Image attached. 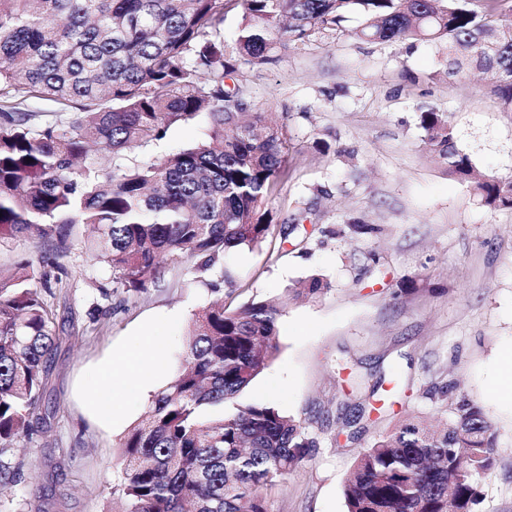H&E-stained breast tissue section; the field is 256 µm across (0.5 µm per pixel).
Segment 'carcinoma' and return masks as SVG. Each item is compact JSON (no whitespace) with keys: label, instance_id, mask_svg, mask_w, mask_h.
<instances>
[{"label":"carcinoma","instance_id":"1","mask_svg":"<svg viewBox=\"0 0 512 512\" xmlns=\"http://www.w3.org/2000/svg\"><path fill=\"white\" fill-rule=\"evenodd\" d=\"M242 0L232 47L224 0H0V238L69 248L75 226L120 287L141 291L159 259L186 257L201 282L220 257L268 237L266 197L281 174L283 128L224 84L241 63L266 66L352 18L358 38L446 44L448 75L492 73L512 108V0ZM31 101L69 113L33 128ZM206 114L209 139L130 167L128 150ZM429 151L480 204L512 209V179L478 176L443 112L420 113ZM31 161H26V158ZM0 271V480L3 458L33 430L56 317L41 289L60 287L32 263ZM274 301L214 303L194 319L182 360L123 438L125 512H267L258 490L285 479L318 442L268 403L238 397L277 350ZM233 406L227 413L225 406ZM440 428L420 421L380 435L356 457L347 512H475L478 477L496 460L495 432L465 399Z\"/></svg>","mask_w":512,"mask_h":512}]
</instances>
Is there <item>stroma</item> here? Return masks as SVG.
<instances>
[{"label": "stroma", "instance_id": "1", "mask_svg": "<svg viewBox=\"0 0 512 512\" xmlns=\"http://www.w3.org/2000/svg\"><path fill=\"white\" fill-rule=\"evenodd\" d=\"M354 27L236 74L251 111L279 115L288 146L266 202L274 229L260 248L225 254L234 283L220 293L195 283L191 260L170 257L146 290L117 288L111 268L86 252L81 226L60 255L33 238L0 241V269L27 259L65 283L44 295L57 342L35 429L9 458L21 481L0 485V512H121L124 433L83 415L76 384L151 323L178 367L194 314L219 296L229 309L282 301L278 350L240 401L272 404L318 440L287 479L262 489L267 512H346L343 487L358 453L401 421L448 422L449 400L427 395L448 382L497 431L479 512H512V402L497 394L512 349V209L478 204L429 154L419 124L422 110L445 113L478 172L512 178V110L493 96L490 75L448 76L442 49L368 43ZM209 130L203 115L174 125L162 143L128 152L127 163L159 162ZM319 140L328 153L315 150ZM301 211L304 231L289 232ZM360 223L372 232L357 231ZM314 276L323 293L289 297ZM355 370L378 391L341 447L343 425L327 415Z\"/></svg>", "mask_w": 512, "mask_h": 512}]
</instances>
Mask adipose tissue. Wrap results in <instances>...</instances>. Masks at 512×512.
<instances>
[{
    "mask_svg": "<svg viewBox=\"0 0 512 512\" xmlns=\"http://www.w3.org/2000/svg\"><path fill=\"white\" fill-rule=\"evenodd\" d=\"M136 341V349L98 362L79 390L86 411L104 429L126 422L128 396L151 398L166 376L167 348L155 328H144Z\"/></svg>",
    "mask_w": 512,
    "mask_h": 512,
    "instance_id": "ef3b65f1",
    "label": "adipose tissue"
}]
</instances>
